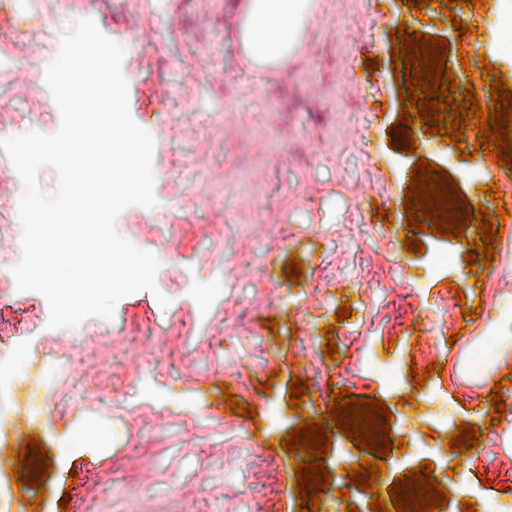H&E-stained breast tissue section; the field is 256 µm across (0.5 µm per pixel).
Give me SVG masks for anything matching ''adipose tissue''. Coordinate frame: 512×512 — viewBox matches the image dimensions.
<instances>
[{
  "label": "adipose tissue",
  "mask_w": 512,
  "mask_h": 512,
  "mask_svg": "<svg viewBox=\"0 0 512 512\" xmlns=\"http://www.w3.org/2000/svg\"><path fill=\"white\" fill-rule=\"evenodd\" d=\"M319 9V0H243L236 24L240 54L256 68L283 64L299 49Z\"/></svg>",
  "instance_id": "ef3b65f1"
}]
</instances>
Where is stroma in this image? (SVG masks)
Masks as SVG:
<instances>
[{
	"mask_svg": "<svg viewBox=\"0 0 512 512\" xmlns=\"http://www.w3.org/2000/svg\"><path fill=\"white\" fill-rule=\"evenodd\" d=\"M12 0L25 21L0 24V137L34 129L50 135L60 115L44 84L59 36L80 14L125 49L122 73L135 123L155 140V207L131 206L117 232L156 255L158 294L121 299L113 320L51 329L48 306L15 288L10 267L21 258L20 178L0 179V464L35 435L50 455L42 487L0 481L9 495L0 512H297L295 466L303 451L282 442L304 418L326 413L330 388L355 399L380 397L393 414L394 438L381 496L395 476L434 465L433 480L449 494L443 512L512 506V397L507 423L487 427L474 406H489L496 377L512 367V332L500 317L512 295V233L499 239L493 275L474 282L462 241L419 233L423 253L406 251L400 234L409 171L419 159L446 170L470 205L496 210L483 194L494 176L479 159H462L441 135L412 124L418 150L390 148L386 130L401 101L391 67L390 33L406 25L449 41L447 61L459 87L481 86L480 58L512 82V53L499 46L496 17L512 16V0L465 8L473 31L458 39L432 5L413 12L405 0H322L302 51L279 68L257 70L231 42L226 15L237 0H220L198 18L194 0ZM149 29L151 41L140 40ZM36 57L24 55L28 42ZM380 57L376 71L365 54ZM469 64L461 66L459 54ZM167 89L156 102L151 88ZM391 211L375 219V208ZM452 260L436 271L432 258ZM303 278L289 279L290 257ZM451 280L464 301L437 287ZM170 300L161 307L156 297ZM478 317L464 311L477 300ZM352 314L338 320L342 302ZM332 327L331 335L321 330ZM468 333L469 357L450 361L449 334ZM334 337L337 356L323 345ZM414 388L410 368L426 371ZM393 367L390 388L384 367ZM307 380L299 412L287 401L292 378ZM269 391H262V383ZM255 417L225 406L224 388ZM208 391V403L197 398ZM478 427L472 453L445 443L458 423ZM434 437H427V430ZM324 462L331 482L321 512H335L336 491L371 512L372 493L347 481L345 470L368 457L343 432L332 431ZM459 470H452V463ZM487 474L490 486L479 476Z\"/></svg>",
	"mask_w": 512,
	"mask_h": 512,
	"instance_id": "obj_1",
	"label": "stroma"
}]
</instances>
